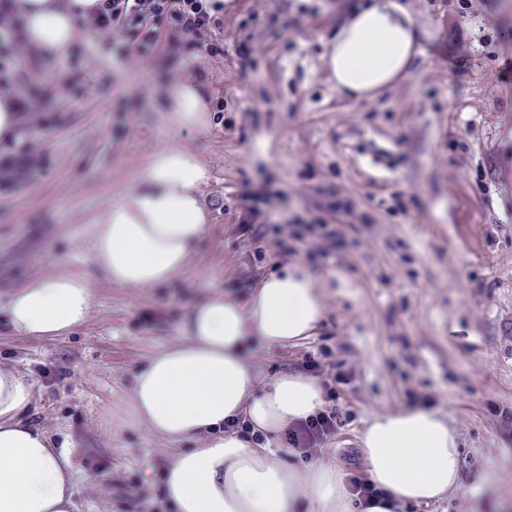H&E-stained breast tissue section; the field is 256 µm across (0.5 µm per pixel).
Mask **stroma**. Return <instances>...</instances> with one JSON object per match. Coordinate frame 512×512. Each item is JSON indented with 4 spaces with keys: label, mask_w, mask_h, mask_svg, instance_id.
<instances>
[{
    "label": "stroma",
    "mask_w": 512,
    "mask_h": 512,
    "mask_svg": "<svg viewBox=\"0 0 512 512\" xmlns=\"http://www.w3.org/2000/svg\"><path fill=\"white\" fill-rule=\"evenodd\" d=\"M354 0H224L216 25L83 34L62 61L14 50L12 89L44 91L25 147L39 165L0 184V298L59 262L90 276L93 313L57 339L0 328V363L31 372L33 421L72 444L80 512H153L172 447L122 421L134 375L181 338L190 307L246 294L288 258L320 276L325 323L256 363L265 375L326 353L340 421L324 443L350 474L365 420L439 410L459 434L460 495L414 512H512V0H405L423 36L389 91L353 100L324 65ZM205 72L213 120L173 135L162 90ZM190 146L211 220L184 272L143 289L93 266L95 217L151 153ZM266 224L257 240L246 224ZM335 236H325L323 225Z\"/></svg>",
    "instance_id": "obj_1"
}]
</instances>
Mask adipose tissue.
<instances>
[{
    "label": "adipose tissue",
    "mask_w": 512,
    "mask_h": 512,
    "mask_svg": "<svg viewBox=\"0 0 512 512\" xmlns=\"http://www.w3.org/2000/svg\"><path fill=\"white\" fill-rule=\"evenodd\" d=\"M99 0H15L24 45L54 60L67 56ZM417 22L401 0H361L337 25L325 66L338 92L356 99L394 86L417 53ZM172 131H206L208 99L193 76L163 90ZM207 169L183 145L156 149L134 184L94 221L92 263L112 284L153 288L189 264L210 220L201 187ZM319 279L294 261L258 278L245 295H213L192 307L185 337L156 353L133 379L132 421L178 445L163 471L175 512H410L462 487L458 436L435 410L406 407L366 421L364 473L383 491L362 506L333 456L298 468L278 437L326 405L321 381L301 371L263 375L256 351L296 346L325 316ZM94 286L85 274L51 270L16 284L0 309L13 335L54 339L90 317ZM38 393L27 371L0 365V512H79L76 463L29 418Z\"/></svg>",
    "instance_id": "1"
}]
</instances>
